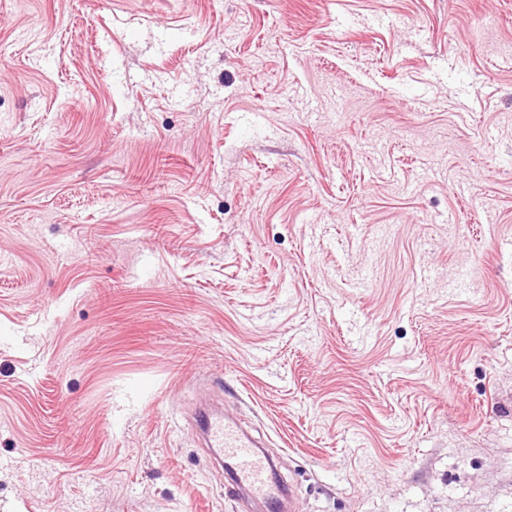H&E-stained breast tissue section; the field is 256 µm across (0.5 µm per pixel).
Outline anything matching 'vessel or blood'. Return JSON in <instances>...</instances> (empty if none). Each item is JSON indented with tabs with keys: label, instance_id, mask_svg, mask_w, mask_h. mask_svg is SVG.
Segmentation results:
<instances>
[{
	"label": "vessel or blood",
	"instance_id": "1",
	"mask_svg": "<svg viewBox=\"0 0 512 512\" xmlns=\"http://www.w3.org/2000/svg\"><path fill=\"white\" fill-rule=\"evenodd\" d=\"M201 429L208 447L224 453L226 471L234 490L262 503L266 512H283L285 492L273 478L275 465L229 419L202 413Z\"/></svg>",
	"mask_w": 512,
	"mask_h": 512
}]
</instances>
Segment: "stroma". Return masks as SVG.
<instances>
[{
	"mask_svg": "<svg viewBox=\"0 0 512 512\" xmlns=\"http://www.w3.org/2000/svg\"><path fill=\"white\" fill-rule=\"evenodd\" d=\"M512 512V0H0V512ZM201 429L209 448L224 451L229 484L235 492L262 503L267 512H282L285 492L273 479L275 465L258 446L229 419L203 412Z\"/></svg>",
	"mask_w": 512,
	"mask_h": 512,
	"instance_id": "35a3bbf8",
	"label": "stroma"
}]
</instances>
